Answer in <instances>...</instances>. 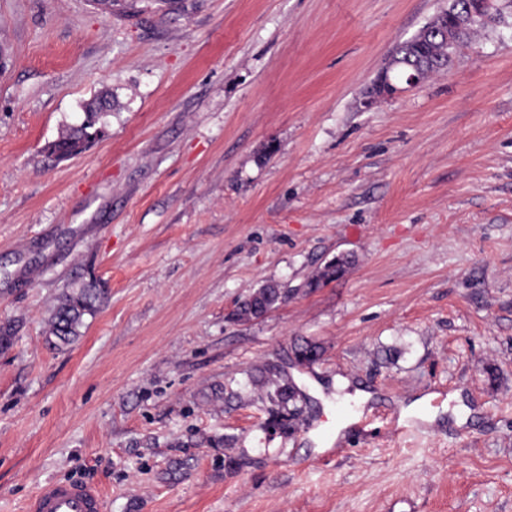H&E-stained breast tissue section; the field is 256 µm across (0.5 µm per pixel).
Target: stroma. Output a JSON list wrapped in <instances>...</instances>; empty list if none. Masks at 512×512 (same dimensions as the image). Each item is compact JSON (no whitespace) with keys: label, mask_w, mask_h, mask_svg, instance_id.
I'll return each mask as SVG.
<instances>
[{"label":"stroma","mask_w":512,"mask_h":512,"mask_svg":"<svg viewBox=\"0 0 512 512\" xmlns=\"http://www.w3.org/2000/svg\"><path fill=\"white\" fill-rule=\"evenodd\" d=\"M447 6L0 0V512L50 482L104 512H512V18L363 104ZM104 91L105 135L49 153ZM268 281L285 301L235 320ZM349 262L350 261L347 258L342 257L336 258L335 260L327 263L314 278L306 283V287L311 289L320 288L326 283L335 280L343 273L344 268L349 264ZM99 306L95 288H64L48 321L49 343L55 347L74 343L81 336L84 317L95 315ZM254 383L263 390L264 398L271 406L269 410L273 420H276L279 425L285 427L284 421H288V416H294L300 411L296 398L288 390L290 388L288 378L281 377L270 368H260L254 377Z\"/></svg>","instance_id":"obj_1"}]
</instances>
